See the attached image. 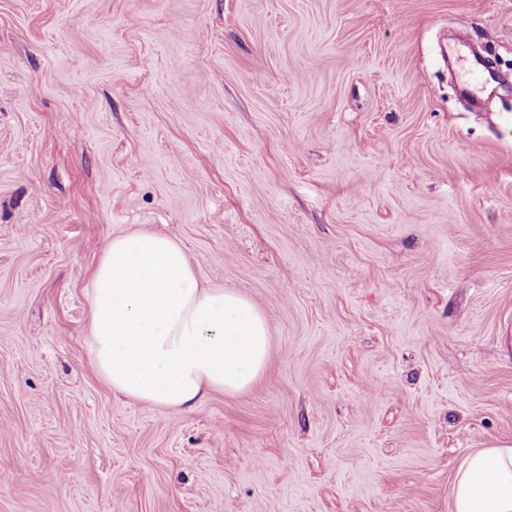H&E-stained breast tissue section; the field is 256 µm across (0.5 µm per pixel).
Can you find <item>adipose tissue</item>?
Instances as JSON below:
<instances>
[{
  "instance_id": "1",
  "label": "adipose tissue",
  "mask_w": 512,
  "mask_h": 512,
  "mask_svg": "<svg viewBox=\"0 0 512 512\" xmlns=\"http://www.w3.org/2000/svg\"><path fill=\"white\" fill-rule=\"evenodd\" d=\"M93 363L114 392L182 412L208 393L247 387L267 361L255 303L202 286L182 248L161 234L117 237L92 278ZM450 512H512V445L466 456Z\"/></svg>"
}]
</instances>
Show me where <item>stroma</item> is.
I'll return each instance as SVG.
<instances>
[{"instance_id": "obj_1", "label": "stroma", "mask_w": 512, "mask_h": 512, "mask_svg": "<svg viewBox=\"0 0 512 512\" xmlns=\"http://www.w3.org/2000/svg\"><path fill=\"white\" fill-rule=\"evenodd\" d=\"M139 233L262 312L247 389L97 371ZM511 442L512 0H0V512H450Z\"/></svg>"}]
</instances>
